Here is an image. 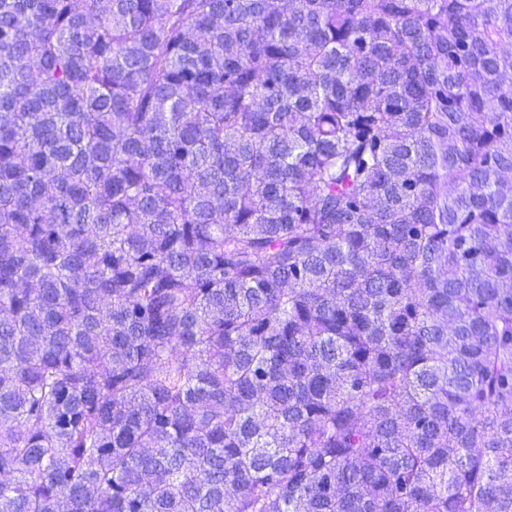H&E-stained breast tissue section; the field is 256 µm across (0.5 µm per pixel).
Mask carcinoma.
Wrapping results in <instances>:
<instances>
[{
    "label": "carcinoma",
    "instance_id": "carcinoma-1",
    "mask_svg": "<svg viewBox=\"0 0 512 512\" xmlns=\"http://www.w3.org/2000/svg\"><path fill=\"white\" fill-rule=\"evenodd\" d=\"M505 43L0 0V512H512Z\"/></svg>",
    "mask_w": 512,
    "mask_h": 512
}]
</instances>
